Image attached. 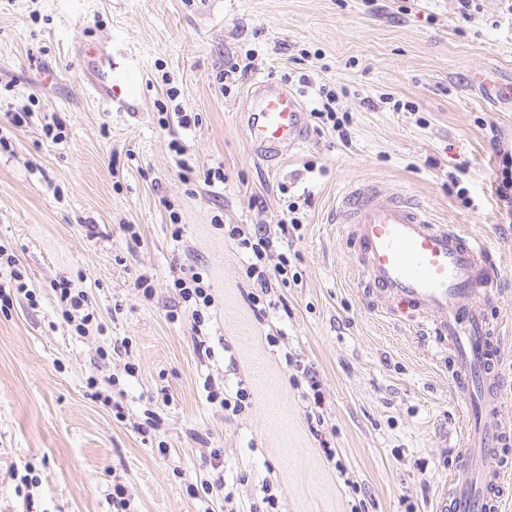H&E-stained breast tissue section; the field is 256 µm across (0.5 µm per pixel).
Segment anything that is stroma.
<instances>
[{
  "instance_id": "obj_1",
  "label": "stroma",
  "mask_w": 512,
  "mask_h": 512,
  "mask_svg": "<svg viewBox=\"0 0 512 512\" xmlns=\"http://www.w3.org/2000/svg\"><path fill=\"white\" fill-rule=\"evenodd\" d=\"M480 7L467 23L456 0H0V135L10 142L0 150V248L15 261L0 278L19 270L27 288L0 308V512H116L118 486L127 512H226L260 502L266 480L280 512H432L455 469L466 407L451 353L421 319L379 312L361 281L336 219L338 196L354 184L407 190L496 263L487 313L505 331L512 428V223L494 193L512 109L471 84L483 69L512 81V7ZM90 35L135 63L138 111L91 97L73 51ZM248 48V78L221 92L218 74ZM292 71L349 87L337 104L351 116L349 143L313 118L305 142L280 157L251 149L252 79ZM171 87L198 113L195 127L160 129ZM382 93L414 111L370 109ZM16 112L28 115L22 125ZM55 118L66 127L59 144L43 133ZM174 136L196 166H223V185H185L167 148ZM304 195L312 204L288 237L298 278L270 293L288 308L258 316L248 258L212 218L272 225ZM168 201L181 216L176 238ZM126 224L138 226V241ZM190 264L212 283L209 358L189 314L167 318L170 283ZM141 276L152 299L136 286ZM63 279L87 292L102 332L74 335L55 292ZM307 367L321 393L313 407L302 398ZM208 378L244 386L250 405L225 416L207 399ZM312 413L323 420L318 437ZM219 475L223 487L191 494Z\"/></svg>"
}]
</instances>
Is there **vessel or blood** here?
Segmentation results:
<instances>
[{
	"instance_id": "vessel-or-blood-1",
	"label": "vessel or blood",
	"mask_w": 512,
	"mask_h": 512,
	"mask_svg": "<svg viewBox=\"0 0 512 512\" xmlns=\"http://www.w3.org/2000/svg\"><path fill=\"white\" fill-rule=\"evenodd\" d=\"M92 96L119 112L137 109L139 89L131 62L111 47L88 41L76 49ZM474 83L512 104V82L481 70ZM250 146L271 157L299 147L307 133V111L287 85L255 79L248 89ZM358 251L362 280L378 306L392 312L403 305L421 316L454 362L452 375L469 412L464 445L457 452L453 483L435 512H498V490L512 457V434L500 422L504 406L497 387L502 330L485 306L497 280L487 252L474 238L436 223L428 210L400 190L370 184L351 187L336 203Z\"/></svg>"
}]
</instances>
